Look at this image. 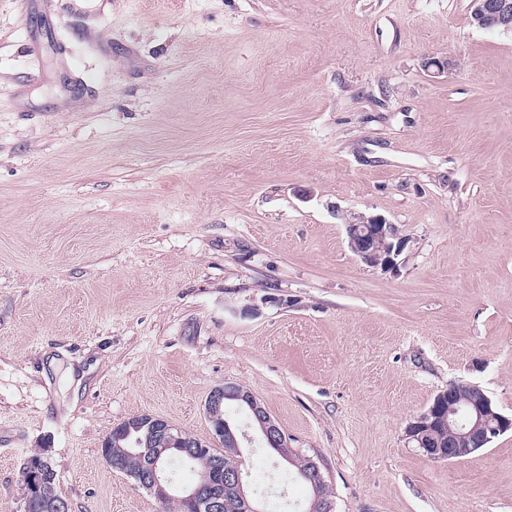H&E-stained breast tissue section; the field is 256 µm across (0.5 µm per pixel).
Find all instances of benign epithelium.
Instances as JSON below:
<instances>
[{
    "mask_svg": "<svg viewBox=\"0 0 512 512\" xmlns=\"http://www.w3.org/2000/svg\"><path fill=\"white\" fill-rule=\"evenodd\" d=\"M471 23L483 28L492 21L502 32H512V0H470ZM348 246L354 255L372 268L389 270L396 265L405 239L396 225L379 215H354L344 218ZM233 400L247 408L253 427L262 441L276 449L288 462H293L294 449L288 446V437L257 400L253 393L234 382H226L210 393L205 403V414L211 425L214 441L229 439L237 442L236 427L218 417L225 401ZM439 422L448 423V448H432L425 436ZM512 430V418L495 411L491 400L477 385L468 384L463 393L454 383L438 393L429 407L407 427L408 437L418 447L437 460L459 459L481 449L492 436ZM128 441L125 455H137L140 468L132 473L139 486L145 488L159 502L177 501L193 512H222L224 497L239 502L242 512H264L247 492L244 471L240 466H224L216 460L197 473L194 484L177 492L164 469L166 455L171 451L182 458L194 459L208 442L192 433L173 426L170 422L150 414L134 415L115 426L104 438L103 447L112 442ZM46 461L31 464L23 470L25 484L23 512L37 508L41 512H68L69 504L57 496L53 476L44 468Z\"/></svg>",
    "mask_w": 512,
    "mask_h": 512,
    "instance_id": "7a95c632",
    "label": "benign epithelium"
}]
</instances>
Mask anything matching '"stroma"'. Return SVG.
I'll use <instances>...</instances> for the list:
<instances>
[{
	"instance_id": "1",
	"label": "stroma",
	"mask_w": 512,
	"mask_h": 512,
	"mask_svg": "<svg viewBox=\"0 0 512 512\" xmlns=\"http://www.w3.org/2000/svg\"><path fill=\"white\" fill-rule=\"evenodd\" d=\"M343 212L398 226L395 268ZM227 381L334 512H512L511 430L456 461L406 434L454 381L512 417V34L469 0H0V512L38 452L72 512H161L104 437L211 440ZM348 246L365 265L381 270L392 269L402 252L405 239L395 224L379 215L343 216ZM309 460L310 461L308 463L307 469H305L304 471H300L299 474H298V466L295 464H291L296 469L297 475L300 476L301 478H303L305 480V482L307 481L311 484L310 485L309 483L306 482L308 485H310L311 492L313 493V489L315 490V493L313 495V499L311 502V508L308 511L317 510L319 512H332L333 511L332 502L329 499H321L319 497V495H317V493H316L317 487L320 484L325 483V482H324V478L320 471L319 466L313 460H311V458Z\"/></svg>"
}]
</instances>
